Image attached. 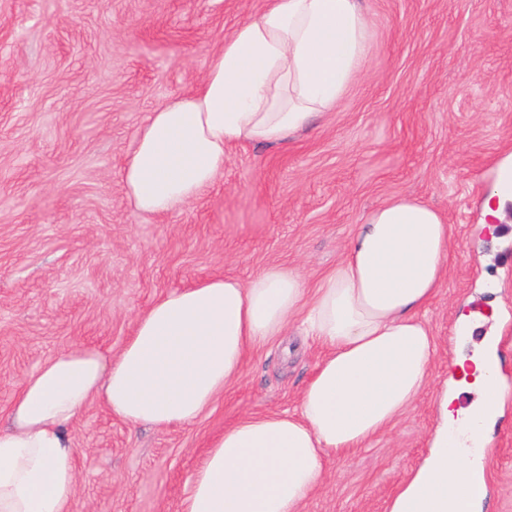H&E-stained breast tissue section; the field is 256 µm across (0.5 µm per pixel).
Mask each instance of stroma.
Listing matches in <instances>:
<instances>
[{
	"instance_id": "35a3bbf8",
	"label": "stroma",
	"mask_w": 512,
	"mask_h": 512,
	"mask_svg": "<svg viewBox=\"0 0 512 512\" xmlns=\"http://www.w3.org/2000/svg\"><path fill=\"white\" fill-rule=\"evenodd\" d=\"M263 0H0V424L21 381L79 344L119 351L160 296L279 264L308 285L375 206L410 195L452 226L425 312L439 353L420 400L365 447L329 457L303 512H387L428 451L434 401L473 316L506 384L483 448L484 512H512V200L482 217L512 153V0H362L366 64L336 108L278 146L227 148L224 172L163 215L137 213L123 165L146 116L195 92ZM321 348L297 330L253 351L191 424L135 427L94 403L71 424L70 512H180L212 438L297 413Z\"/></svg>"
}]
</instances>
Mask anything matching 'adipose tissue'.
Returning <instances> with one entry per match:
<instances>
[{
	"label": "adipose tissue",
	"instance_id": "ef3b65f1",
	"mask_svg": "<svg viewBox=\"0 0 512 512\" xmlns=\"http://www.w3.org/2000/svg\"><path fill=\"white\" fill-rule=\"evenodd\" d=\"M361 0H267L211 59L191 96L152 112L126 159L136 211L160 215L223 172L233 144L276 146L332 110L362 71ZM450 227L411 197L371 210L343 259L315 287L273 265L241 281L214 276L156 299L119 352L81 345L20 384L0 428V512H68L77 466L70 424L91 403L132 425L166 429L207 412L248 354L290 326L324 353L295 414L239 419L215 437L182 512H301L323 461L386 431L419 398L436 355L422 317L442 288ZM492 340L470 361L480 398L468 419L441 391L430 449L389 512H473L483 496L458 437L483 442L503 386Z\"/></svg>",
	"mask_w": 512,
	"mask_h": 512
}]
</instances>
